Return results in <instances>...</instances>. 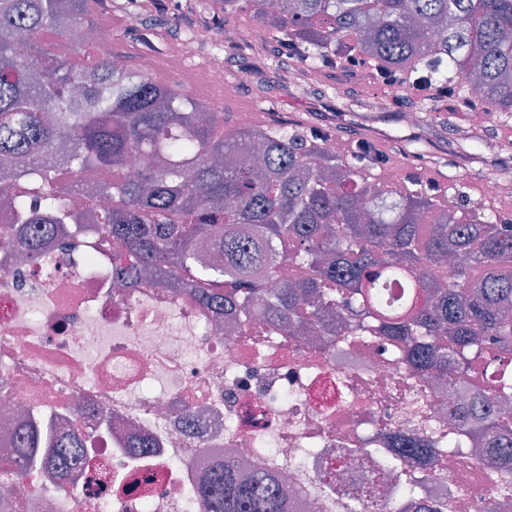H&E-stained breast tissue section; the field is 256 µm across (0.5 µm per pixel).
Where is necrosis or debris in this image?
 Returning <instances> with one entry per match:
<instances>
[{"instance_id":"4bbe7bcc","label":"necrosis or debris","mask_w":512,"mask_h":512,"mask_svg":"<svg viewBox=\"0 0 512 512\" xmlns=\"http://www.w3.org/2000/svg\"><path fill=\"white\" fill-rule=\"evenodd\" d=\"M35 259L0 244V462L35 418L84 431L66 485L12 466L0 512H203L213 465L274 476L284 512H352L360 451L428 439L447 389L416 387L373 338L331 349L257 320L228 330L198 288L112 279L91 225L41 236ZM331 477L340 498L317 487ZM437 512H483L512 492L491 483L469 442L439 460Z\"/></svg>"}]
</instances>
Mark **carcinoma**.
I'll list each match as a JSON object with an SVG mask.
<instances>
[{"label":"carcinoma","instance_id":"carcinoma-1","mask_svg":"<svg viewBox=\"0 0 512 512\" xmlns=\"http://www.w3.org/2000/svg\"><path fill=\"white\" fill-rule=\"evenodd\" d=\"M220 2L224 26L249 17L313 76L355 59L378 82L400 74L425 100L512 114V0ZM91 15L89 0H0V181L12 223L32 225L16 244L37 255L43 225L67 223L70 194L90 180L107 206L87 219L112 243L116 280H190L291 335L381 336L415 378L502 402L448 415L481 462L512 473V218L440 206L439 190L410 173L380 183L366 148L342 156L330 132L300 121L232 124L98 39L62 51ZM137 42L138 57L159 53L153 25ZM285 263L288 279L267 287ZM384 277L410 286L395 310L378 290ZM80 440L37 426L16 448L25 467L62 485ZM453 443L408 438L390 456L362 452L382 475L408 458L433 466ZM202 495L207 512L283 509L264 475L218 470Z\"/></svg>","mask_w":512,"mask_h":512}]
</instances>
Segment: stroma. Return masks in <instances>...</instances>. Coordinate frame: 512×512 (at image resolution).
Wrapping results in <instances>:
<instances>
[{
    "label": "stroma",
    "mask_w": 512,
    "mask_h": 512,
    "mask_svg": "<svg viewBox=\"0 0 512 512\" xmlns=\"http://www.w3.org/2000/svg\"><path fill=\"white\" fill-rule=\"evenodd\" d=\"M210 2L129 0L125 7L95 13L92 25L101 27L106 16L123 19V27L114 31L112 47L125 53L134 66L138 63L136 32L141 23L153 24L163 43L155 61L169 68V83L181 86L196 101L231 117L248 113L258 123L301 121L312 128L331 130L340 142L358 139L360 128L370 127L376 137L387 140L389 145L379 168L373 171L375 178H383L385 171L408 161L416 165L421 179L437 181L445 187L447 203H455L466 194L471 200H483L486 207L500 214L512 215V163L500 161L512 150V117L506 119L494 112L487 124L474 129L467 117L452 110L428 112L422 132L408 136L399 121L400 106L388 104L376 119L358 107V100L377 91L361 68L315 77L312 93L297 94L270 64L271 59L280 56V45L249 20L240 22L236 32L242 40L263 46L262 58L228 48L216 49L203 41L194 59H184L178 49L180 39L200 34L204 24L215 22L219 16ZM218 63L224 67V81L220 84L210 79V71ZM254 70L260 73L259 80L240 81V72ZM492 177L499 178L503 188L498 196L487 198L483 188Z\"/></svg>",
    "instance_id": "obj_1"
}]
</instances>
